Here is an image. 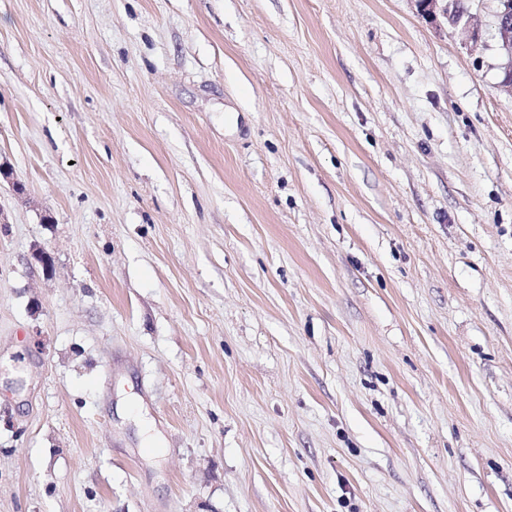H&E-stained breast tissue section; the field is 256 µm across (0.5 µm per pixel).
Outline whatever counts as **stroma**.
<instances>
[{
	"mask_svg": "<svg viewBox=\"0 0 512 512\" xmlns=\"http://www.w3.org/2000/svg\"><path fill=\"white\" fill-rule=\"evenodd\" d=\"M466 4L0 0V512H512ZM414 2L421 14L433 21L437 20L439 2H446L441 10L443 15L449 17L452 22H459L468 12L465 1L462 0H415Z\"/></svg>",
	"mask_w": 512,
	"mask_h": 512,
	"instance_id": "stroma-1",
	"label": "stroma"
}]
</instances>
